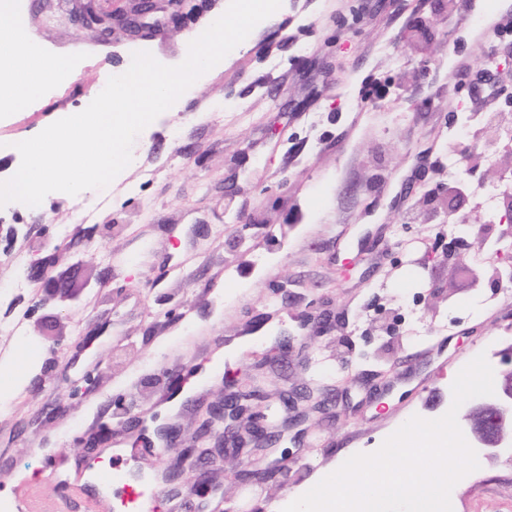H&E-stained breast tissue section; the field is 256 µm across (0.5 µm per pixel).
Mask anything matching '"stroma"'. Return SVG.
Instances as JSON below:
<instances>
[{"instance_id": "1", "label": "stroma", "mask_w": 512, "mask_h": 512, "mask_svg": "<svg viewBox=\"0 0 512 512\" xmlns=\"http://www.w3.org/2000/svg\"><path fill=\"white\" fill-rule=\"evenodd\" d=\"M228 3L175 0L157 30L134 37L116 23L103 42L73 21L84 0H29L27 28L76 78L0 114V181L21 163L7 142L81 111L134 52L180 64ZM511 19L512 0H282L138 135L107 191L1 207L0 504L25 491L34 512H93L76 461L106 465L104 449L141 442L144 425L178 433L141 461L161 480L226 390H262L274 407L286 391L328 393L320 413L299 402L307 417L277 447H215L181 470L182 499L204 469L225 505L277 512L412 416L445 414L478 354L498 366L496 352L512 347V290L491 275L512 267V243L476 259L486 216L473 188L511 172L512 154L465 169L461 230L434 222L424 188L447 181L449 144L473 155L512 127V35L498 33ZM371 82L379 91L364 96ZM466 109L484 122L464 124ZM93 200V218L78 222L77 204ZM46 239L58 247L50 276L71 280L75 299L42 300L34 266ZM454 253L478 269V285ZM258 330L266 341L223 378L180 412L164 408L170 369H201ZM23 354L33 371L10 376ZM428 382L441 404L420 393ZM273 461L287 462V482L238 480ZM451 497L456 512H512V461L483 459Z\"/></svg>"}]
</instances>
